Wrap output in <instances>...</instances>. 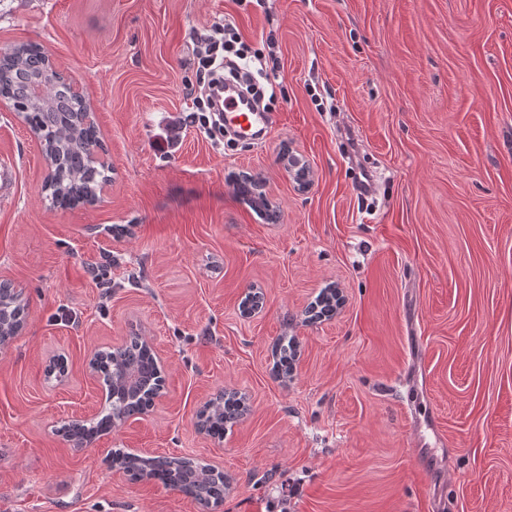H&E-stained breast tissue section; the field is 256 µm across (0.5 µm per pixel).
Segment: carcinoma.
Segmentation results:
<instances>
[{"instance_id": "obj_1", "label": "carcinoma", "mask_w": 512, "mask_h": 512, "mask_svg": "<svg viewBox=\"0 0 512 512\" xmlns=\"http://www.w3.org/2000/svg\"><path fill=\"white\" fill-rule=\"evenodd\" d=\"M0 98L26 108L24 120L44 141L45 158L51 168L45 183L49 206L67 209L80 202L95 201L97 190L109 180V168L95 158L98 135L86 123L89 104L75 95L71 84L47 62V53L41 46L23 44L0 51ZM25 309L20 293L0 298V345L8 343L21 329ZM294 354V341L279 342L274 364L277 375L290 374ZM99 371L109 386L108 407L88 423L64 427L66 437L79 444L112 429L113 422L131 411L151 407L163 388L157 363L149 350L134 339L121 351L104 353ZM245 411L243 399L229 397L221 405L205 408L200 421L208 426L210 436L220 440ZM112 462L120 463L134 479L151 480L214 506L224 502V472L200 461L142 457L119 448L112 452Z\"/></svg>"}]
</instances>
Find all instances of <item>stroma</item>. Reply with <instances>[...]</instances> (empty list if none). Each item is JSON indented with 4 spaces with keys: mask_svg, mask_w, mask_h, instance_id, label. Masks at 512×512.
<instances>
[{
    "mask_svg": "<svg viewBox=\"0 0 512 512\" xmlns=\"http://www.w3.org/2000/svg\"><path fill=\"white\" fill-rule=\"evenodd\" d=\"M227 21L279 58L259 143L184 124L196 40ZM26 43L82 89L112 181L50 208L39 140L0 110V280L26 302L0 347V512H203L115 475L117 448L223 471L217 512H512V0H0V49ZM341 126L382 174L368 198ZM329 287L337 315L308 323ZM136 333L163 390L75 453L62 425L107 404L87 359ZM231 389L248 412L217 441L198 418ZM288 173L299 190L304 191L312 184L313 174L311 169L290 150H288Z\"/></svg>",
    "mask_w": 512,
    "mask_h": 512,
    "instance_id": "obj_1",
    "label": "stroma"
}]
</instances>
